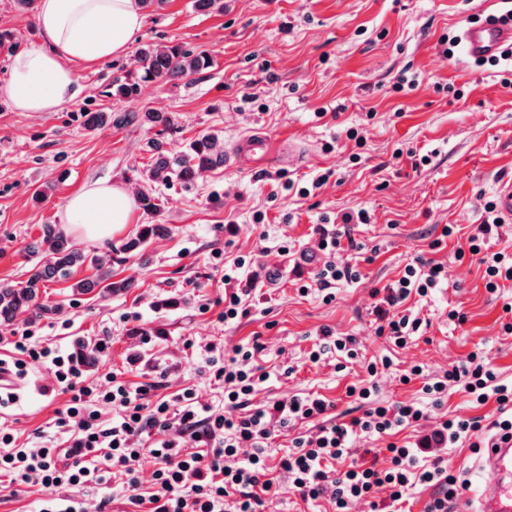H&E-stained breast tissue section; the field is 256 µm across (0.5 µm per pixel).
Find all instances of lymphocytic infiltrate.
Segmentation results:
<instances>
[{"label":"lymphocytic infiltrate","instance_id":"lymphocytic-infiltrate-1","mask_svg":"<svg viewBox=\"0 0 512 512\" xmlns=\"http://www.w3.org/2000/svg\"><path fill=\"white\" fill-rule=\"evenodd\" d=\"M486 218L468 238L469 252L484 267L488 291L512 282V251L501 249L484 253L486 239L498 236L504 219L496 204L486 202ZM444 278L434 264L416 261L407 264L395 287L382 297V318L387 336L395 345H406L419 331L421 320L400 312L399 304L411 294L427 296ZM211 363L217 364V377L223 378L224 411L211 414L199 406L193 392H184L178 406L150 401L147 388L129 389L121 381L110 388L83 383L80 362L73 354L49 350H29L30 358L44 357L54 369V381L61 392L72 398L58 423L71 429L67 450L39 448L33 452L12 448L10 433L0 430V474L23 484L38 476L43 486H83L107 484L111 474L124 476L129 505H149V512H224L227 498H234L235 512H257L264 494L274 481L268 476L264 444L274 423L313 420L325 417L328 403L319 397L293 398L274 402L264 409L245 412L244 406L264 382V375L248 369L250 349L238 347L227 362H220L216 345L205 347ZM469 388L477 404L495 400L500 408L512 406V385L498 382L478 354L449 365L438 378L425 382L423 390L433 405H440L449 387ZM116 407L120 415L111 425L100 422L93 410L95 402ZM426 417L418 403L384 405L374 403L362 416L350 422L321 426L305 440L296 441L279 463L283 473L304 500L329 499L336 512H349L361 500L370 501L372 512H401L400 505L419 484L436 487L437 493L427 512H448V502L458 492V480L440 460L420 461L416 449L389 443L385 464L352 459L350 442L360 433L392 435L419 423ZM169 431L167 439L148 448L135 447V440L155 427ZM191 439L199 451L183 452L180 442ZM155 459L153 480L157 487L150 496L138 492V470L144 456Z\"/></svg>","mask_w":512,"mask_h":512}]
</instances>
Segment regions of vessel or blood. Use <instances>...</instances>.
<instances>
[{
  "instance_id": "vessel-or-blood-1",
  "label": "vessel or blood",
  "mask_w": 512,
  "mask_h": 512,
  "mask_svg": "<svg viewBox=\"0 0 512 512\" xmlns=\"http://www.w3.org/2000/svg\"><path fill=\"white\" fill-rule=\"evenodd\" d=\"M460 41L465 53L475 60L503 55L512 47V19L504 21L492 14L484 21L466 24ZM231 152L241 166L252 170L266 168L274 156L271 140L261 133L239 137ZM481 469L486 478L478 496L459 512H512V441L487 450Z\"/></svg>"
}]
</instances>
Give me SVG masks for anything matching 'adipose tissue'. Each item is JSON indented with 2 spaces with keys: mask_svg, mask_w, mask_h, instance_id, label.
<instances>
[{
  "mask_svg": "<svg viewBox=\"0 0 512 512\" xmlns=\"http://www.w3.org/2000/svg\"><path fill=\"white\" fill-rule=\"evenodd\" d=\"M38 41L17 52L0 97L18 112H55L72 101L82 68L129 51L143 26L141 0H34ZM135 201L97 181L72 194L60 214L83 238L102 239L133 223Z\"/></svg>",
  "mask_w": 512,
  "mask_h": 512,
  "instance_id": "ef3b65f1",
  "label": "adipose tissue"
}]
</instances>
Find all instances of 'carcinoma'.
<instances>
[{"label":"carcinoma","mask_w":512,"mask_h":512,"mask_svg":"<svg viewBox=\"0 0 512 512\" xmlns=\"http://www.w3.org/2000/svg\"><path fill=\"white\" fill-rule=\"evenodd\" d=\"M141 62V79L144 81L169 78L175 75H193L210 67V59L202 52L186 49L179 44L164 47L146 45L139 49ZM139 83L128 78H116L102 90V94L119 101L132 102L138 93ZM135 119V113L125 112L114 118L110 112H95L88 117L91 128L106 125L112 121L128 122ZM157 158L150 166L148 179L176 178L189 181L202 171L216 168L224 163V150L218 141L210 136H203L194 141L189 150L176 159L170 158L163 151V143L151 141ZM160 224H144L135 237L127 240L123 250L136 252L154 237L161 234ZM28 252L39 257L28 270V278L21 282H0V324L8 325L15 317L32 310L45 314L48 308L37 303L40 289L58 278H68L72 271L88 265L96 269L93 279L80 280L72 285L77 293H89L100 286L109 293H117L132 285V280L112 281V271L105 263L79 248L57 224L43 226L39 240L28 246Z\"/></svg>","instance_id":"obj_1"}]
</instances>
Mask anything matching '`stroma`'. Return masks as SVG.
<instances>
[{
    "label": "stroma",
    "mask_w": 512,
    "mask_h": 512,
    "mask_svg": "<svg viewBox=\"0 0 512 512\" xmlns=\"http://www.w3.org/2000/svg\"><path fill=\"white\" fill-rule=\"evenodd\" d=\"M501 8L500 0H223L219 9L158 0L146 9L135 46L203 50L212 58L209 69L141 83L132 104H119L102 91L114 78L137 75L130 51L81 70L74 99L58 111L17 112L0 99V281L26 279L33 262L27 244L40 238L43 225L58 223L68 197L83 187L112 180L136 203L133 223L112 237L76 240L106 260L113 279H133L134 288L74 294L71 281L93 276L88 266L71 280L47 283L40 301L49 313H22L1 329L0 359L19 358L15 343L24 336L31 347L70 353L103 339L107 350L82 366L86 381L147 385L154 401L190 388L201 404L220 411L224 384L197 342L223 344L228 355L255 346L269 377L250 407L319 394L333 403L330 418L338 423L362 415L348 389L369 377V363L385 359L389 368L374 379L375 398L386 404L424 401L422 380H400L412 365L436 376L474 351L512 384V335L502 330L512 321V285L488 292L482 267L467 253L485 201L495 198L500 181L512 179V85H503L494 67L443 54L444 39L460 34L470 18ZM1 30L13 39L0 45V79L15 51L39 38L31 10L18 9L15 0H0ZM404 76L417 78V86L393 92ZM127 110L138 114L133 123L86 127L90 113ZM148 111L171 113L173 129L159 134L144 119ZM351 128L362 143L348 139ZM253 131L290 146L288 163L254 171L231 159L186 185L141 178L151 165L147 143L156 136L180 154L204 134L229 146ZM324 173L328 182L313 187ZM43 186L46 199L33 201ZM303 187L309 195H300ZM154 203L160 213L151 211ZM362 209L370 223L348 228L362 251L326 257L318 247L321 227L341 230V215ZM156 222L165 224L163 235L141 252L124 251L140 225ZM448 224L456 232L445 238ZM417 257L442 263L448 280L424 300H407L427 324L399 348L378 331L372 291L392 286ZM328 259L355 261L362 275L336 284L329 301L310 285ZM232 268L255 291L245 301L247 314L227 323L224 274ZM452 310L460 319L449 318ZM326 330L355 336L358 358L330 353L311 362ZM22 375L18 398L0 403V428L21 448L66 447L56 422L70 396L51 392L49 360H27ZM498 415L495 402L474 406L456 386L428 421L391 438L363 435L353 445L381 457L388 442L417 444L443 419L486 425ZM441 455L458 479L459 497L474 496L479 453L464 442ZM274 489L264 512H333L326 501H303L283 477ZM61 496L91 508L105 496L110 512L126 508L119 486L47 488L35 479L17 486L0 476V512H40L44 501Z\"/></svg>",
    "instance_id": "1"
}]
</instances>
